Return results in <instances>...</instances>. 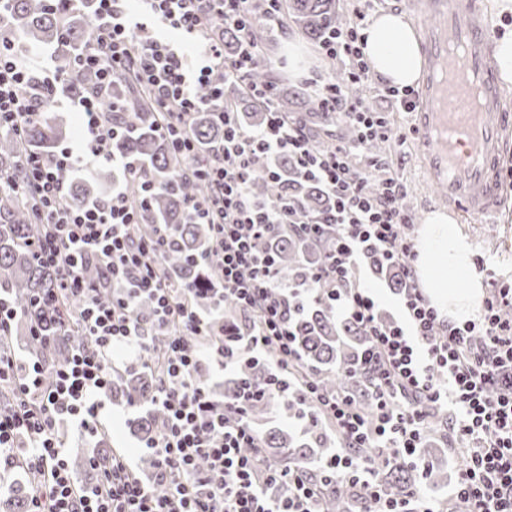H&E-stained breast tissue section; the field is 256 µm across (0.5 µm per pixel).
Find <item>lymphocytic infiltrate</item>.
I'll list each match as a JSON object with an SVG mask.
<instances>
[{"label": "lymphocytic infiltrate", "instance_id": "obj_1", "mask_svg": "<svg viewBox=\"0 0 512 512\" xmlns=\"http://www.w3.org/2000/svg\"><path fill=\"white\" fill-rule=\"evenodd\" d=\"M253 3L142 0L134 15L126 0H93L82 63L95 71L101 87L126 79L147 88L161 128L176 150L192 157L195 146L187 128L192 114L206 106L198 89L209 83L216 66L234 80L262 58L251 35ZM162 25L193 41V51L161 40ZM216 26L238 32L234 60H225L223 45L208 38V29ZM362 28L354 23L320 44L325 56L348 61L345 78L353 82L368 74ZM33 81L41 93L56 86L47 72L0 52V127L11 125L20 137L35 115L36 100L21 97L18 89ZM312 86L322 105L353 127L352 143L318 151L303 127L278 113L253 131L237 126L232 109L219 115L224 142L196 172L210 194L187 203L190 219L211 227L207 262L223 283L220 298L207 311L195 307V288L174 287L161 272L170 225H157L152 238H135L143 203L119 192L104 204L66 205L67 174L92 167L96 142L118 134L98 96L73 101L83 137L79 147L62 149L48 163L32 156L26 182L37 200L35 221L45 227L35 254L54 269L57 286L35 299L41 318L28 331L44 345L66 341L67 354L54 362L0 346V388L15 398L12 407L0 410V470L19 468L34 476L25 512H322L323 498L343 484L364 488L371 512H512V318L504 316L512 309V289L491 291L478 320L459 324L440 318L417 285L418 254L400 203L401 185L389 176L386 159L368 158L362 169L353 162L356 150L385 138L383 121L364 100L346 97L338 86L319 80ZM282 152L332 197L329 211L305 215L289 200L270 211L251 196L253 157ZM279 224L310 235L327 225L336 228L313 280L322 286L318 294L368 336L361 366L371 374L370 413L348 397L319 391L299 370L291 320L316 293L285 285L263 250ZM371 253L404 276L401 319L383 320L378 302L356 279ZM90 264L99 268L100 282L87 280L84 269ZM116 280L121 289H113L110 302H101L100 288H113ZM228 296L252 325L249 335L226 339L213 333ZM142 299L152 304L145 320L134 313ZM65 300L80 303V334L73 338L59 310ZM155 329L165 331L164 345L154 344ZM126 350L157 372L152 402L162 409L165 424L145 444L152 471L142 476L116 451L106 462L91 461L95 480L84 486L69 470L62 431L102 429L104 401L112 396L113 355ZM266 356L268 378L248 384L229 403L217 400L199 378L207 370L231 372ZM272 397L296 401L306 412L329 419L347 440V448L326 458L316 477L261 455V438L247 421L248 406ZM440 408L452 413V431L464 455L447 507L413 492H384L359 449L379 448L398 462L419 465L423 429Z\"/></svg>", "mask_w": 512, "mask_h": 512}]
</instances>
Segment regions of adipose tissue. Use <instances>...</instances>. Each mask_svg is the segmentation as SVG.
Wrapping results in <instances>:
<instances>
[{"label": "adipose tissue", "instance_id": "ef3b65f1", "mask_svg": "<svg viewBox=\"0 0 512 512\" xmlns=\"http://www.w3.org/2000/svg\"><path fill=\"white\" fill-rule=\"evenodd\" d=\"M363 56L371 70L390 87L404 90L418 84L424 68L419 37L405 15L377 13L364 31ZM419 273L431 304L449 320L470 319L478 306L486 273L473 262L472 242L443 211L428 214L420 229ZM456 279L460 288H449Z\"/></svg>", "mask_w": 512, "mask_h": 512}]
</instances>
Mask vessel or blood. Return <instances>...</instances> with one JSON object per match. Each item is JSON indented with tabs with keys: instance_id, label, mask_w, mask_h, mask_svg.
Wrapping results in <instances>:
<instances>
[{
	"instance_id": "obj_1",
	"label": "vessel or blood",
	"mask_w": 512,
	"mask_h": 512,
	"mask_svg": "<svg viewBox=\"0 0 512 512\" xmlns=\"http://www.w3.org/2000/svg\"><path fill=\"white\" fill-rule=\"evenodd\" d=\"M419 13L438 19L426 30L432 66L412 109L421 169L441 204L471 223H494L512 113L500 105L489 63V22L478 0H425Z\"/></svg>"
}]
</instances>
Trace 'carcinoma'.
<instances>
[{
	"label": "carcinoma",
	"mask_w": 512,
	"mask_h": 512,
	"mask_svg": "<svg viewBox=\"0 0 512 512\" xmlns=\"http://www.w3.org/2000/svg\"><path fill=\"white\" fill-rule=\"evenodd\" d=\"M288 16L303 35L317 41L344 27L336 0H288ZM222 37L224 56L236 58L238 32L226 28ZM0 39L8 43L19 57L34 46L52 47L61 77L58 89L75 96L92 93L95 78L81 66L82 55L87 49L88 30L82 11L75 9L70 0H11L0 14ZM213 82L223 87L224 99L211 97L210 90L205 87L199 89L200 97L211 100V106L194 113L191 119L190 130L200 147V160L206 158L207 149L218 146L224 139V126L214 116V113L222 111L224 104L235 108L238 120L246 130L263 127L271 109L288 121H300L307 130L325 128L336 121V114L325 111L319 99L305 90L274 89L270 109L252 98L247 89L274 85L268 67L262 61L247 71L240 82L224 81L222 68L213 74ZM114 101L120 105L116 112L112 111ZM103 108L119 129V135L99 143L100 152L108 158L114 155L130 158L142 173L155 182L144 223L136 227L137 237L153 236L158 224L172 225L171 243L163 254V266L169 279L200 288L219 287L217 279L199 263L210 250L209 229L204 224L191 223L185 209L188 200L207 195V185L183 177L188 161L157 130V120L148 105L145 91L117 79L104 95ZM65 135L51 102L44 98L36 105V116L24 139H19L8 127L0 129V175L3 176V190L0 191V289L6 291L32 319L37 317L32 300L56 287V278L54 272L37 263L33 255L32 245L41 238L44 226L34 223L32 206L26 200L25 175L29 155L53 156L56 144ZM110 177L109 169L100 168L83 185L73 187L68 202L79 207L106 201ZM248 190L269 209L277 208L288 195L307 212L318 213L332 207V200L323 188L301 176L293 159L286 154L256 156ZM263 248L274 257L284 281L319 287L313 282L312 274L323 261L322 251L293 227H278ZM367 262L376 277L389 287L401 288L398 270L386 267L375 257L368 258ZM237 309L233 301L224 300L226 336H243L249 331L247 324L235 321ZM293 332L294 345L318 386L348 394L358 408L369 410L371 388L353 375L365 343V331L355 322L339 317L336 310L321 298L293 317ZM264 377L263 371L254 365H241L236 377L224 384V399H233L241 388L242 380L257 381ZM156 385L157 379L153 375L134 377L120 373L112 381V395L129 406H142L143 414L132 421V426L145 440L157 436L162 429L163 415L149 406ZM271 403L269 399L250 404L248 419L251 426L256 427L267 418ZM446 423L447 417L442 411L432 414L422 441L424 461L431 459L436 434ZM262 441L268 458L287 468L302 469L310 475L317 473L332 444H342L341 438L334 437L321 422L308 423L305 435L299 439L286 431L270 429L262 432ZM356 453L373 454V475L390 493H401L414 480V467L410 465L392 462L372 448H359ZM360 508L367 509V504L349 486L340 487L323 502L324 512H354Z\"/></svg>",
	"instance_id": "1"
}]
</instances>
